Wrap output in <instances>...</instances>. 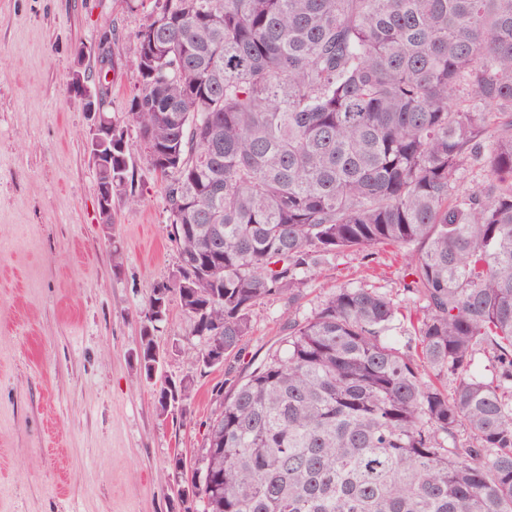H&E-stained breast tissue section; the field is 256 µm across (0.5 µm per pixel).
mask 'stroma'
Segmentation results:
<instances>
[{"label": "stroma", "instance_id": "35a3bbf8", "mask_svg": "<svg viewBox=\"0 0 512 512\" xmlns=\"http://www.w3.org/2000/svg\"><path fill=\"white\" fill-rule=\"evenodd\" d=\"M123 0H0V512H202L176 494L175 458L203 468L206 433L224 399L282 349L288 317H310L336 286L376 288L402 312L404 343L419 302L403 254L345 252L323 264L296 304H261L242 355L200 368L177 298L154 332L153 378L138 362L143 316L171 280L165 181L129 136L138 203L99 219L87 119L70 88L74 50L113 28L108 109L122 115L137 87ZM120 247L122 267L112 266ZM192 379L180 412L156 405L161 380Z\"/></svg>", "mask_w": 512, "mask_h": 512}]
</instances>
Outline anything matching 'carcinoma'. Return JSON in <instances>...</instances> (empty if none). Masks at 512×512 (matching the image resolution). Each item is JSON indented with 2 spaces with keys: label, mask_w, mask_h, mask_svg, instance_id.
<instances>
[{
  "label": "carcinoma",
  "mask_w": 512,
  "mask_h": 512,
  "mask_svg": "<svg viewBox=\"0 0 512 512\" xmlns=\"http://www.w3.org/2000/svg\"><path fill=\"white\" fill-rule=\"evenodd\" d=\"M124 2L138 86L96 185L138 203L134 126L179 254L151 302L190 335L239 355L329 257L416 245L414 341L376 288L288 319L210 430L202 512H512V0Z\"/></svg>",
  "instance_id": "cac0c4a2"
}]
</instances>
